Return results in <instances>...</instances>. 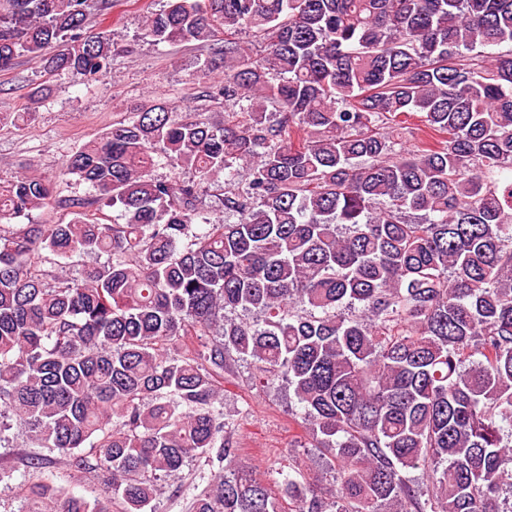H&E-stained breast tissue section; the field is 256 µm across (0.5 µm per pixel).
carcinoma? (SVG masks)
Listing matches in <instances>:
<instances>
[{
  "label": "carcinoma",
  "mask_w": 512,
  "mask_h": 512,
  "mask_svg": "<svg viewBox=\"0 0 512 512\" xmlns=\"http://www.w3.org/2000/svg\"><path fill=\"white\" fill-rule=\"evenodd\" d=\"M111 8L0 0V72L31 56L99 81L112 39L86 22ZM221 28L202 78L224 70L209 97L238 111L154 104L66 157L123 223L82 198L36 220L53 181L0 179V426L103 480L72 495L34 453L25 512H148L213 454L191 512H512V177L486 180L512 172V0H166L143 35ZM221 174L231 223L207 202ZM74 255L106 260L35 261ZM235 358L293 390L332 484L239 469L219 407Z\"/></svg>",
  "instance_id": "carcinoma-1"
}]
</instances>
